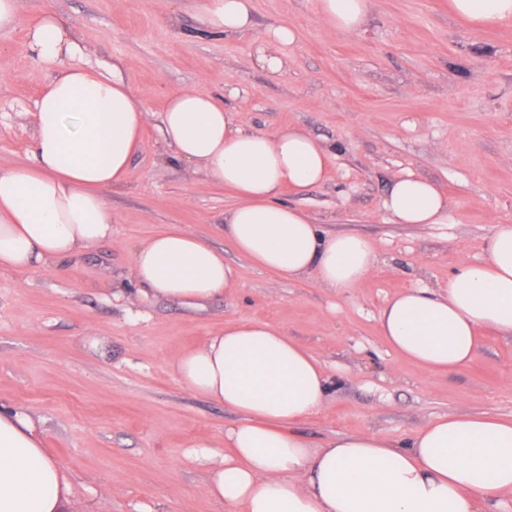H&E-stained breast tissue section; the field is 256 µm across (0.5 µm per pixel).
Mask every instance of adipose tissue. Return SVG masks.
<instances>
[{"mask_svg": "<svg viewBox=\"0 0 512 512\" xmlns=\"http://www.w3.org/2000/svg\"><path fill=\"white\" fill-rule=\"evenodd\" d=\"M214 34L252 28V0H195ZM477 26L512 19V0H449ZM372 0H316L332 31L365 29ZM296 31L267 26L256 65L279 76ZM38 62L63 70L35 103L36 164L0 168V266H48L112 237L105 194L124 183L141 143L145 109L119 64L84 65L89 49L51 10L28 31ZM175 157L193 164L236 197L223 233L243 258L295 280L314 274L343 294L378 262L361 235L326 236L284 201L286 189L321 183L331 150L309 133L242 127L223 100L187 87L160 114ZM398 224H444L451 210L435 180L407 173L383 201ZM485 261L462 262L439 291L410 288L380 316L381 333L399 355L448 372L473 359L478 333L512 335V224L495 225ZM142 297L200 306L224 295L237 269L205 239L183 230L157 233L132 254ZM189 392L236 412L224 450L207 451L204 493L225 512H493L512 496V420L451 415L394 441L366 429L312 448L295 431L321 412L329 376L306 347L272 324L243 322L215 331L170 362ZM72 488L61 463L43 448L29 418L0 407V512H68Z\"/></svg>", "mask_w": 512, "mask_h": 512, "instance_id": "obj_1", "label": "adipose tissue"}]
</instances>
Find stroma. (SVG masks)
<instances>
[{"mask_svg": "<svg viewBox=\"0 0 512 512\" xmlns=\"http://www.w3.org/2000/svg\"><path fill=\"white\" fill-rule=\"evenodd\" d=\"M357 34L334 33L315 0H253L250 31L211 34L189 0H21L0 31V167L34 164V104L54 66L34 60L26 29L45 7L113 59L147 112L121 188L107 192L112 237L46 268H0V406L28 415L65 467L74 512H224L204 494L202 446L223 448L234 412L186 391L170 360L224 325L273 324L330 377L325 408L297 428L310 446L372 428L400 441L452 414L512 419V335L481 333L474 361L434 373L398 355L379 317L394 295L438 289L486 257L494 225L512 224V20L474 27L448 0H373ZM297 28L278 80L253 63L256 38ZM225 97L248 129H302L331 149L318 185L285 195L323 234H357L379 262L340 296L313 275L288 281L241 258L225 238L230 191L175 159L161 132L170 95ZM435 179L447 223L396 224L382 206L395 176ZM178 228L207 239L239 271L204 307L141 299L132 250ZM97 346H90V339Z\"/></svg>", "mask_w": 512, "mask_h": 512, "instance_id": "stroma-1", "label": "stroma"}]
</instances>
